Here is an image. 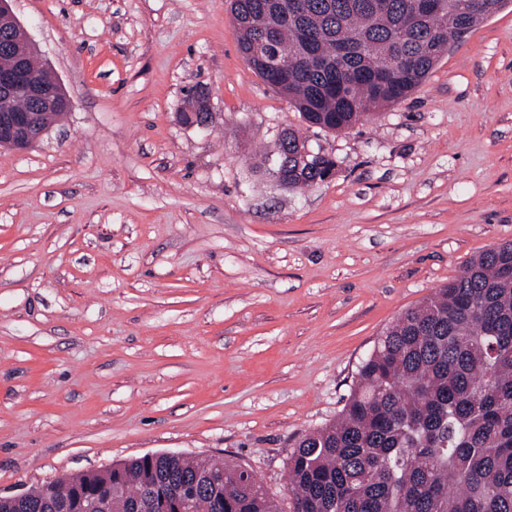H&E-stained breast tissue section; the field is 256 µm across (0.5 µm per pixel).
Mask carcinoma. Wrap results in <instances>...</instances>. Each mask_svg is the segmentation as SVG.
<instances>
[{
    "instance_id": "1",
    "label": "carcinoma",
    "mask_w": 512,
    "mask_h": 512,
    "mask_svg": "<svg viewBox=\"0 0 512 512\" xmlns=\"http://www.w3.org/2000/svg\"><path fill=\"white\" fill-rule=\"evenodd\" d=\"M302 24L253 23L265 0H232L250 67L311 126L342 131L406 97L448 43L478 21L441 0L421 20L415 0H304ZM331 64L312 67L308 53ZM288 128L281 183L325 181L336 162ZM291 512H512V242L468 262L407 309L358 366L336 420L306 434L287 459ZM0 512H282L242 465L166 453L115 463L0 496Z\"/></svg>"
}]
</instances>
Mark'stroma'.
<instances>
[{
  "instance_id": "stroma-1",
  "label": "stroma",
  "mask_w": 512,
  "mask_h": 512,
  "mask_svg": "<svg viewBox=\"0 0 512 512\" xmlns=\"http://www.w3.org/2000/svg\"><path fill=\"white\" fill-rule=\"evenodd\" d=\"M72 107L0 149V494L148 453L232 459L289 504L407 308L512 241V0L352 128L306 126L230 0H16ZM216 122L182 125L188 88ZM301 129L336 173L264 165ZM288 139V167H285L281 175V183L288 189H302L305 187L315 186L325 181L331 174L336 166V162L323 154L317 158L310 166L299 164L297 156L301 149L307 146L306 139L302 136L299 130L288 127L287 131L284 129L278 135V142H283ZM308 155L315 153L306 148L301 154V163H310L307 159Z\"/></svg>"
}]
</instances>
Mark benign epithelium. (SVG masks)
<instances>
[{
    "label": "benign epithelium",
    "mask_w": 512,
    "mask_h": 512,
    "mask_svg": "<svg viewBox=\"0 0 512 512\" xmlns=\"http://www.w3.org/2000/svg\"><path fill=\"white\" fill-rule=\"evenodd\" d=\"M13 2L0 0V28L8 34L5 51L12 58L11 66L0 68V147L26 150L38 145L50 131V126L41 122L40 113L67 112L71 101L60 81L47 84L29 68L35 45L17 20ZM19 94L28 100L32 109L12 106L11 101Z\"/></svg>",
    "instance_id": "7a95c632"
}]
</instances>
